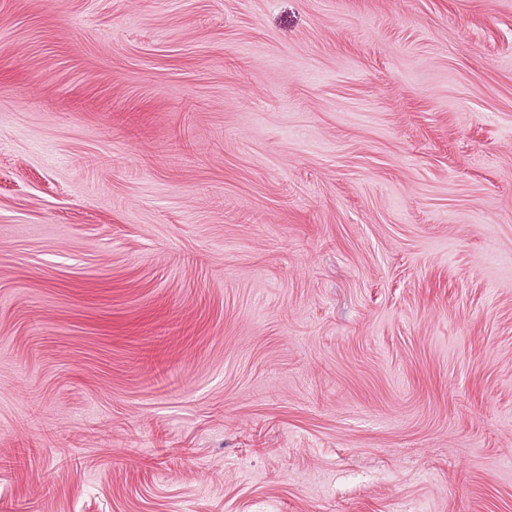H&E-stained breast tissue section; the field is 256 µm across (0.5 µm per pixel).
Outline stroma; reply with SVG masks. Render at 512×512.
<instances>
[{
  "instance_id": "obj_1",
  "label": "stroma",
  "mask_w": 512,
  "mask_h": 512,
  "mask_svg": "<svg viewBox=\"0 0 512 512\" xmlns=\"http://www.w3.org/2000/svg\"><path fill=\"white\" fill-rule=\"evenodd\" d=\"M0 512H512V0H0Z\"/></svg>"
}]
</instances>
